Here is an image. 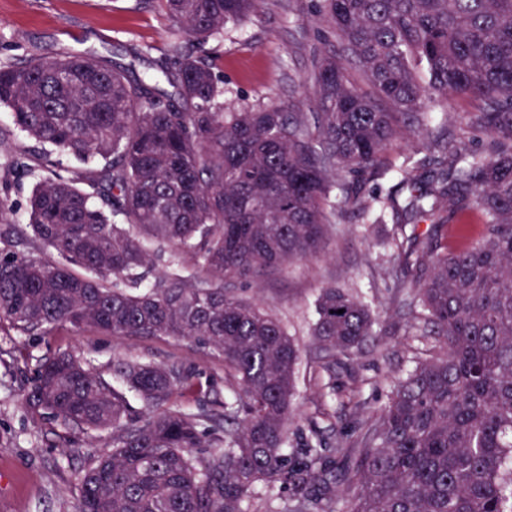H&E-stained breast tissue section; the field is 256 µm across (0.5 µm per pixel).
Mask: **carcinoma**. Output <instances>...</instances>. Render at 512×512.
I'll return each instance as SVG.
<instances>
[{"label":"carcinoma","mask_w":512,"mask_h":512,"mask_svg":"<svg viewBox=\"0 0 512 512\" xmlns=\"http://www.w3.org/2000/svg\"><path fill=\"white\" fill-rule=\"evenodd\" d=\"M158 2L176 30L204 41L262 0ZM321 15L346 56L325 49L316 60L315 112H226L212 65L193 55L178 69L188 111L91 58L0 63V105L40 145L29 225L60 258L10 249L0 200V321L24 333L68 323L188 339L221 356L238 384L223 411L201 398L185 411L177 401L191 372L117 364L144 413L83 473L79 512H253L278 482L315 485L321 512H338L321 441L302 458L286 450L300 349L224 279L321 256L341 206L397 216L386 245L415 267L418 320L442 349L408 371L358 447L336 449L353 459L345 512H512V0H322ZM458 95L480 101L471 126L484 149L429 131L431 162L444 169L424 182L426 161L407 158L403 201H363L338 177L375 166L423 109ZM472 214L481 240L448 251L442 231ZM163 244L176 253L144 288ZM185 260L204 283L183 275ZM316 310L327 371L374 336L370 307L336 287L320 289ZM25 400L85 431L115 428L129 411L122 392L66 354L41 365ZM211 435L222 450L198 455Z\"/></svg>","instance_id":"1"}]
</instances>
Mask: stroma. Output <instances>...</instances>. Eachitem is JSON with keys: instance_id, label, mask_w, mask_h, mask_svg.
Returning a JSON list of instances; mask_svg holds the SVG:
<instances>
[{"instance_id": "stroma-1", "label": "stroma", "mask_w": 512, "mask_h": 512, "mask_svg": "<svg viewBox=\"0 0 512 512\" xmlns=\"http://www.w3.org/2000/svg\"><path fill=\"white\" fill-rule=\"evenodd\" d=\"M320 0H263L246 21L198 43L174 34L157 0H0V60L20 61L47 56L91 54L122 70L130 83L147 80L161 68L175 69L177 52L208 58L223 92L225 107H281L289 112L316 109L305 78L319 52L335 45L319 12ZM479 102L460 97L435 106L432 124L448 126L449 140H463L483 149L484 135L473 132L470 118ZM33 140L14 128L7 108L0 106V198L9 204L6 219L21 251L45 256L34 243L28 224V197L33 176L13 169L19 153ZM424 138L405 134L381 157L380 168L358 183L361 196L389 193L395 171L406 156L428 157ZM330 240L325 256L297 261L252 283L225 280L227 291L257 302L275 315L300 347L296 374L295 415L288 424V452L301 455L312 426L324 428L323 454L338 471L336 489L352 500L356 488L343 470L337 442L356 447L367 423L384 405L398 380L416 363L436 356L433 337L413 338L415 315L403 268L383 245L395 226L374 223L340 209L330 215ZM335 286L370 305L375 336L336 370L337 389L359 384L358 407L337 408L334 418L317 412L326 391L320 371L325 353L312 336L314 300L320 288ZM69 354L85 363L114 387V367L123 361L177 365L192 372L211 399L223 401L235 385L224 374V361L208 349L181 338L108 336L93 327L59 324L48 333L26 334L0 322V512H78L80 480L91 457L112 451V433H87L30 409L24 397L39 365Z\"/></svg>"}]
</instances>
